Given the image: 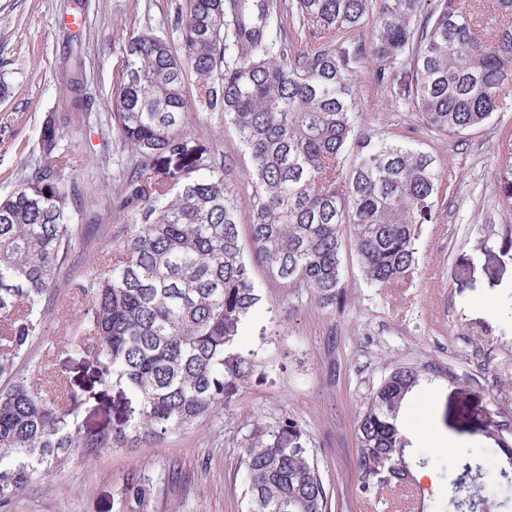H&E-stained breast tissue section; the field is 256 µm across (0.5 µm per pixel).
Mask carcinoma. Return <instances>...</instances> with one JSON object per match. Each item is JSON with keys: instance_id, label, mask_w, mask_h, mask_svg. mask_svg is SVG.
<instances>
[{"instance_id": "obj_1", "label": "carcinoma", "mask_w": 512, "mask_h": 512, "mask_svg": "<svg viewBox=\"0 0 512 512\" xmlns=\"http://www.w3.org/2000/svg\"><path fill=\"white\" fill-rule=\"evenodd\" d=\"M288 24L324 42L277 47L278 0H184L180 49L143 32L126 45L113 100V127L138 161L123 173L115 206L142 202L112 257L86 269L77 288L89 304L65 346L102 366L100 381L124 386L136 404L109 429L75 421L77 393L46 379L31 356L60 279L88 250L95 224H73L75 184L59 177L71 162L62 142L94 101L82 58L65 57L66 91L47 116L41 163L0 197V507L71 457L160 442L215 414L224 390L252 372L255 358L230 352L239 325L261 302L257 264L285 290L327 305L344 288L346 253L378 287L405 282L417 260L421 226L432 222L440 176L428 152L355 132L351 74L360 44L341 33L370 27L376 86L410 69L408 102L421 121L461 137L486 125L512 89V0H490L498 21L487 36L467 0H293ZM196 79L200 107L233 129L248 156L252 260L244 256L239 211L224 175L203 157L184 163V76ZM181 162L176 188L153 182L154 157ZM28 363L34 376L18 373ZM420 371L399 365L381 380L356 426L361 492L382 496L410 472L398 425ZM248 512H325L320 477L306 458L277 442L242 450ZM482 468L456 466L453 485L481 502Z\"/></svg>"}]
</instances>
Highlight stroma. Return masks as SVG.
Here are the masks:
<instances>
[{
	"label": "stroma",
	"instance_id": "1",
	"mask_svg": "<svg viewBox=\"0 0 512 512\" xmlns=\"http://www.w3.org/2000/svg\"><path fill=\"white\" fill-rule=\"evenodd\" d=\"M84 2L78 12L75 0H0V195L40 160L43 123L65 92L67 45L82 55L84 86L95 102L69 143L73 162L61 172L83 196L72 223L103 228L84 262L72 267L74 278L121 241L136 217L113 205L123 169L136 160L110 118L126 42L152 31L179 45L183 0ZM375 67L367 54L353 72L356 129L425 149L436 157L441 181L436 221L422 225L418 261L403 286H373L350 256L343 293L327 306L304 293L285 294L254 268L261 303L240 326L234 350L261 364L226 392L216 416L158 443L71 460L0 512H246L242 450L257 437L301 449L322 480L327 512H456L453 465L463 455L482 465L486 488L499 482L489 449L496 426L512 424V98L483 129L458 140L437 136L403 96L409 68L397 69L390 93L375 86ZM185 96L187 146L223 173L240 222L248 224L252 188L243 149L197 107L193 77L185 79ZM84 307L61 283L33 353L82 397L79 424L100 430L125 418L133 394L101 384L99 365L86 355L44 345L48 338L66 341ZM399 364L422 374L405 416L421 434L414 450L435 481L413 482L412 496L396 490L381 502L360 492L355 425L373 389ZM287 420L294 432H283ZM433 429L447 437V451L430 448L426 434ZM131 480L142 485L144 501L125 498Z\"/></svg>",
	"mask_w": 512,
	"mask_h": 512
}]
</instances>
